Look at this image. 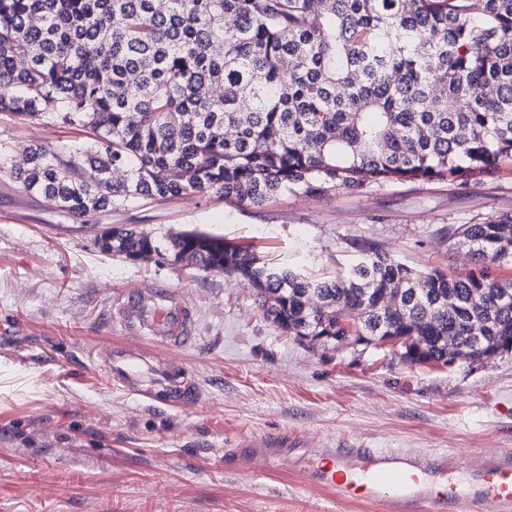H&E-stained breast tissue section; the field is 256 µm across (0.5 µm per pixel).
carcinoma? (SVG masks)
<instances>
[{
  "label": "carcinoma",
  "mask_w": 512,
  "mask_h": 512,
  "mask_svg": "<svg viewBox=\"0 0 512 512\" xmlns=\"http://www.w3.org/2000/svg\"><path fill=\"white\" fill-rule=\"evenodd\" d=\"M87 141L0 174L73 216L140 197L288 192L486 174L512 160V0H0V112ZM477 269L374 247L333 277L273 265L200 231L115 226L100 248L247 281L313 348L399 341L411 365L512 353V216L456 229Z\"/></svg>",
  "instance_id": "cac0c4a2"
}]
</instances>
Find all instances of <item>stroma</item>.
Returning <instances> with one entry per match:
<instances>
[{
    "label": "stroma",
    "mask_w": 512,
    "mask_h": 512,
    "mask_svg": "<svg viewBox=\"0 0 512 512\" xmlns=\"http://www.w3.org/2000/svg\"><path fill=\"white\" fill-rule=\"evenodd\" d=\"M83 131L0 112V154L40 145L58 155ZM512 215V161L468 184L371 183L289 193L260 207L222 195L141 197L76 217L0 177V512H391L310 486L308 458L355 444L420 455L512 448V354L453 368L411 365L382 349L310 348L265 320L247 285L98 244L112 226L162 237L197 229L271 263L333 275L366 244L409 266L465 274L455 230ZM166 288L195 314L177 356L204 398L155 407L108 384L88 361L119 334L115 294ZM288 433L287 459L246 473L248 438Z\"/></svg>",
    "instance_id": "1"
}]
</instances>
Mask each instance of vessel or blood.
<instances>
[{"mask_svg": "<svg viewBox=\"0 0 512 512\" xmlns=\"http://www.w3.org/2000/svg\"><path fill=\"white\" fill-rule=\"evenodd\" d=\"M113 319L124 338L91 348V363L111 385L154 403L192 409L203 397L191 368L172 350L193 343L192 310L168 290L140 288L113 302ZM252 460L265 462L289 453L287 435L251 440ZM306 478L340 500L389 503L393 512H512V451L473 463L461 455L422 459L397 451L336 448L310 462Z\"/></svg>", "mask_w": 512, "mask_h": 512, "instance_id": "1", "label": "vessel or blood"}]
</instances>
